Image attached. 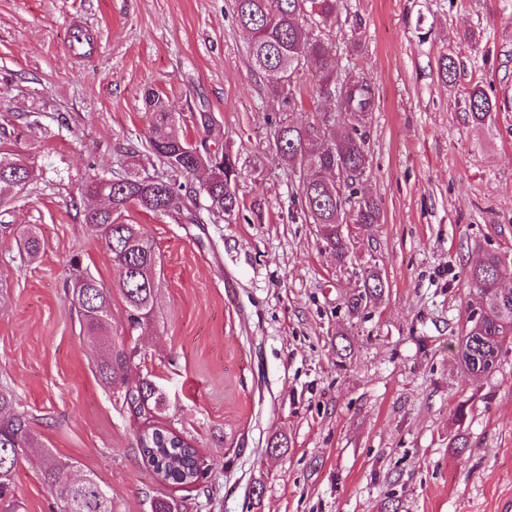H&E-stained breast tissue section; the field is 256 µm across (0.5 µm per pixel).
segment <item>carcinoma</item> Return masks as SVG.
<instances>
[{"label": "carcinoma", "instance_id": "cac0c4a2", "mask_svg": "<svg viewBox=\"0 0 512 512\" xmlns=\"http://www.w3.org/2000/svg\"><path fill=\"white\" fill-rule=\"evenodd\" d=\"M238 25L249 36L252 69L271 80V90L284 105H298L292 89L295 75L311 71L318 78L319 92L338 94L340 112L347 130L328 137L323 146L315 141L336 125V116L323 114L313 122L294 124L280 120L274 127L269 147L287 164L299 166L300 178L295 198L305 220L316 225L318 235L339 264L345 263L349 240L343 225L376 224L378 205L367 198L353 201L351 182L361 178L369 164L365 119L372 112L374 92L363 77L352 71L336 70L332 42L313 33L335 20L338 0H233ZM438 74L448 84L456 79V63L448 55L438 60ZM145 108L151 115L150 148L166 168L162 176L97 177L87 185V194L104 204L84 214L85 224L105 244L112 255L117 286L127 303L128 322L136 328L154 316L157 292L158 255L141 225L127 224L124 213L136 205L154 214H177L182 224H202V211L232 221L240 211L238 195L241 169L238 152L224 147L212 152L188 141L179 131L162 97L150 91ZM471 120L483 124L497 111V100L477 87L468 94ZM204 170L202 186L207 206L201 208L192 190L180 178ZM344 177V183L336 181ZM31 178L29 166L21 159L0 160V213H8L15 196ZM363 288L349 296L345 305L352 315L362 313L379 299L385 282L373 268L361 274ZM474 288L469 303L468 325L458 341L460 366L474 376L490 375L496 369L503 346L512 343V268L502 256L488 252L468 271ZM73 303L92 343L104 349L97 372L109 386L118 389L123 404L143 418L138 437L141 454L171 493L154 499L152 512H174L175 493L194 490L206 475L205 462L197 448L161 422L164 394L155 381L145 377L129 381L128 370L137 356V347L115 344L111 339L110 296L95 278L81 275L73 286ZM14 397L0 390V499L11 492L13 473L26 450L34 447L29 419L11 412ZM42 479L61 504V512H112V497L91 474L70 477L73 462L63 461L44 451Z\"/></svg>", "mask_w": 512, "mask_h": 512}]
</instances>
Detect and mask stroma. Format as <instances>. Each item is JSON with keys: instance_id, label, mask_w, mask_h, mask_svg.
Wrapping results in <instances>:
<instances>
[{"instance_id": "obj_1", "label": "stroma", "mask_w": 512, "mask_h": 512, "mask_svg": "<svg viewBox=\"0 0 512 512\" xmlns=\"http://www.w3.org/2000/svg\"><path fill=\"white\" fill-rule=\"evenodd\" d=\"M76 26L92 46L80 56ZM328 35L338 72L356 69L375 94L357 189L380 219L352 226L343 267L268 147L275 120L336 101L305 72L302 104L282 107L251 69L231 0H0V157L35 174L0 214V388L113 512H151L168 488L137 447L141 418L96 371L71 302L80 270L111 295L113 339L138 344L132 378L162 387L163 423L208 467L209 495L178 493L176 512H512V344L486 378L456 355L467 269L486 251L512 261V0H340ZM477 84L499 104L482 125L467 116ZM150 89L190 142L239 150L241 205L200 225L129 208L161 260L154 318L133 330L84 211L87 183L123 172L127 145L140 173H161ZM27 229L41 243L30 262L17 249ZM368 266L385 291L354 317L345 301ZM274 438L283 448L267 451ZM41 466L39 451L21 459L0 512H60Z\"/></svg>"}]
</instances>
